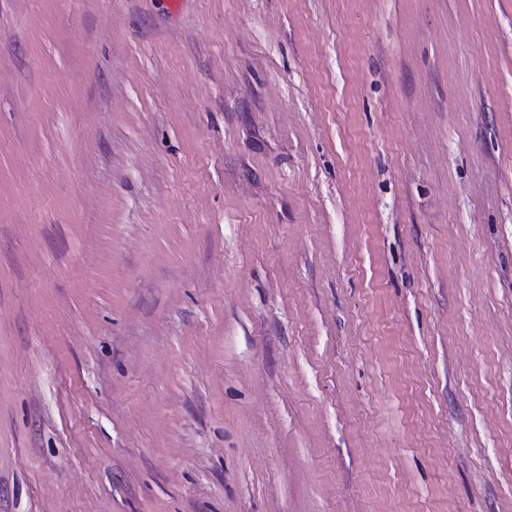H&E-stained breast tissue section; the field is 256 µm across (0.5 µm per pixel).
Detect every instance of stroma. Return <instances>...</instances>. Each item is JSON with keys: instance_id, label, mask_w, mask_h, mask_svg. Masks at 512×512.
<instances>
[{"instance_id": "obj_1", "label": "stroma", "mask_w": 512, "mask_h": 512, "mask_svg": "<svg viewBox=\"0 0 512 512\" xmlns=\"http://www.w3.org/2000/svg\"><path fill=\"white\" fill-rule=\"evenodd\" d=\"M0 512H512V0H0Z\"/></svg>"}]
</instances>
